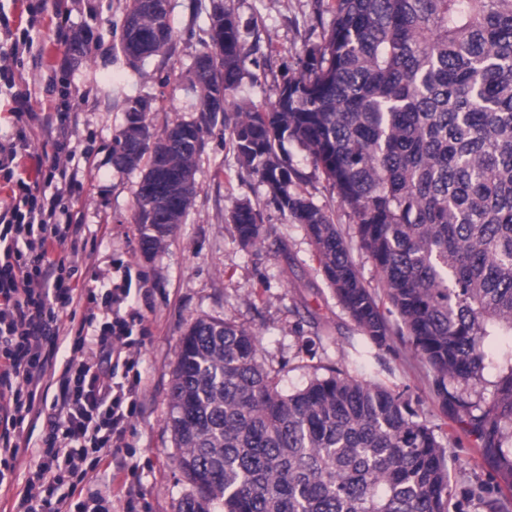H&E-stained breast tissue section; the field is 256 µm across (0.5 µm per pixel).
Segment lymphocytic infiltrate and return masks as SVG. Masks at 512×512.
Listing matches in <instances>:
<instances>
[{"label":"lymphocytic infiltrate","instance_id":"lymphocytic-infiltrate-1","mask_svg":"<svg viewBox=\"0 0 512 512\" xmlns=\"http://www.w3.org/2000/svg\"><path fill=\"white\" fill-rule=\"evenodd\" d=\"M29 136L17 127L0 143V169L9 192L0 198V486L12 485L20 431L29 415L44 417L40 445L15 512H141L122 477L125 463L109 455L128 450L127 427L143 408L141 350L148 328L127 288L79 289V225L63 222L66 208L53 180L73 183L76 172L51 166L44 181L20 170ZM87 297L99 312L73 335L74 303ZM67 351L50 405L36 399L60 351ZM107 481H99L101 472Z\"/></svg>","mask_w":512,"mask_h":512}]
</instances>
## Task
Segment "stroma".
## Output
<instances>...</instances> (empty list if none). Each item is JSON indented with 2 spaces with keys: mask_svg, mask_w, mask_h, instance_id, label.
Here are the masks:
<instances>
[{
  "mask_svg": "<svg viewBox=\"0 0 512 512\" xmlns=\"http://www.w3.org/2000/svg\"><path fill=\"white\" fill-rule=\"evenodd\" d=\"M237 18L248 58L245 75L231 101L272 105L286 78L298 75L306 47L320 42L324 0H224ZM30 0H0L14 28H30L34 39L13 87L29 98L32 111L15 119L0 118V138L16 125L29 127L31 143L23 160L30 179H41L50 167L42 143L54 136L48 119L58 106L73 111L68 148L79 170L78 183L65 191L73 223L82 227L84 251L79 257L78 285L92 274L111 284L124 275L146 274L152 294L145 314L150 339L142 350L146 405L134 418L127 437L133 444L135 476L129 482L141 494L145 512H181L193 486L180 471L178 450L166 427L170 382L180 340L193 321L210 316L245 325L257 335L261 357L280 390L292 393L314 377L341 369L401 391L421 420L448 444L453 498L459 512H483L469 490L485 487L503 498L512 512V473L500 468L494 454H479L455 408L444 407L433 391L428 366L410 349L405 337H394L390 349L368 354V342L337 302L319 271L312 243L303 227L291 223L268 201L259 178L241 167L223 123L205 136L197 193L184 224L173 228L153 255L140 248L134 222L140 172L112 165V139L124 119V100H153L149 121L162 130L174 121L192 119L187 94L189 67L209 42L211 0H171L173 41L170 51L129 66L117 49L126 0H42L30 14ZM283 151L301 173L300 191L321 207L347 234L354 261L365 284L380 289L379 274L360 250L353 220L330 182L297 143ZM241 201L262 215L263 224L287 245L241 247L227 217Z\"/></svg>",
  "mask_w": 512,
  "mask_h": 512,
  "instance_id": "obj_1",
  "label": "stroma"
}]
</instances>
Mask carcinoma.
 Here are the masks:
<instances>
[{
	"instance_id": "1",
	"label": "carcinoma",
	"mask_w": 512,
	"mask_h": 512,
	"mask_svg": "<svg viewBox=\"0 0 512 512\" xmlns=\"http://www.w3.org/2000/svg\"><path fill=\"white\" fill-rule=\"evenodd\" d=\"M326 12L321 42L269 109L228 102L246 52L221 2L208 15L215 51L189 70L200 117L158 133L151 99H125L112 165L143 169L142 251H158L163 227L184 223L220 113L238 162L302 225L369 348L387 347L392 328L341 230L297 190L301 175L280 155L284 139L297 142L351 211L436 397L467 417L480 452L512 471V361L488 405L471 394L488 338L512 333V0H333ZM172 39L170 12L129 0L119 49L132 66ZM217 94L222 104L212 107ZM229 223L243 248L269 234L249 202ZM167 428L197 492L185 512H449L455 495L447 446L403 393L333 369L285 394L259 361L255 333L218 318L196 319L182 337Z\"/></svg>"
}]
</instances>
